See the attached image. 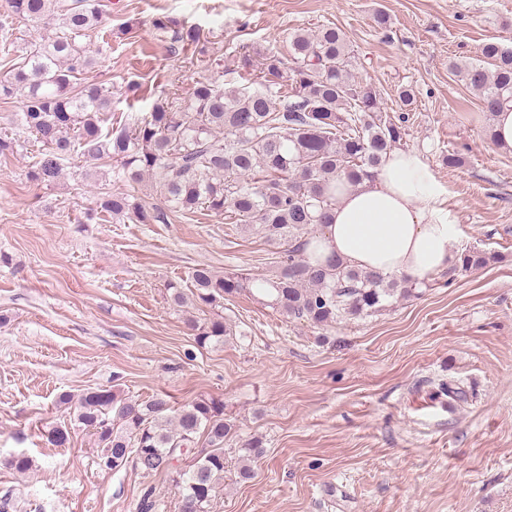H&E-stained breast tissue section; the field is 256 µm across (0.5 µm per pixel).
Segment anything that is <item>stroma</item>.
<instances>
[{
	"label": "stroma",
	"mask_w": 512,
	"mask_h": 512,
	"mask_svg": "<svg viewBox=\"0 0 512 512\" xmlns=\"http://www.w3.org/2000/svg\"><path fill=\"white\" fill-rule=\"evenodd\" d=\"M390 16L386 28L375 10ZM199 28L209 52L173 49L152 21ZM335 24L348 35L355 75L399 115L414 108L401 147L420 151L444 186L457 249L496 254L487 267L446 271L376 315L322 330L250 294L224 304L235 336L199 348L168 282L196 265L269 275L273 246L206 210L168 224L97 212L101 188L157 202L129 187L116 161L81 154L62 179L28 176L42 146L26 138L0 161V496L8 512H136L155 488L157 512H178L166 474L99 464L97 444L60 394L118 389L224 402V489L210 512H512V149L493 144L480 97L448 68L478 48H512V0H110L112 41L85 80L112 93L110 123L151 112L196 81H239L242 48L288 54V35ZM144 93L132 91V84ZM458 153L456 167L444 154ZM450 384L465 401L441 392ZM69 433L50 444L52 427ZM264 453L247 483L237 449ZM24 454L21 476L7 462Z\"/></svg>",
	"instance_id": "1"
}]
</instances>
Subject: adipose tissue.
Here are the masks:
<instances>
[{
  "label": "adipose tissue",
  "instance_id": "1",
  "mask_svg": "<svg viewBox=\"0 0 512 512\" xmlns=\"http://www.w3.org/2000/svg\"><path fill=\"white\" fill-rule=\"evenodd\" d=\"M444 193L420 152L393 151L374 179L338 187L332 221L317 235V254L425 284L458 259Z\"/></svg>",
  "mask_w": 512,
  "mask_h": 512
}]
</instances>
